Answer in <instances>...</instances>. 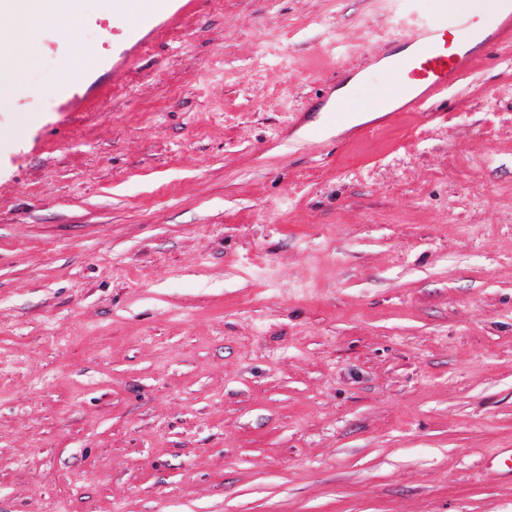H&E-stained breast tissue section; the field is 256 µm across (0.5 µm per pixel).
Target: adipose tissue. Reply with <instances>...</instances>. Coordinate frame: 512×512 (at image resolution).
Returning <instances> with one entry per match:
<instances>
[{"instance_id": "ef3b65f1", "label": "adipose tissue", "mask_w": 512, "mask_h": 512, "mask_svg": "<svg viewBox=\"0 0 512 512\" xmlns=\"http://www.w3.org/2000/svg\"><path fill=\"white\" fill-rule=\"evenodd\" d=\"M0 11L12 17L8 39L0 46V107L8 104L14 87L6 72L15 68L20 59L31 58L34 36L47 20L60 23L63 34L78 27L80 16L72 0H0Z\"/></svg>"}]
</instances>
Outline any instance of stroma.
Returning <instances> with one entry per match:
<instances>
[{
  "label": "stroma",
  "instance_id": "1",
  "mask_svg": "<svg viewBox=\"0 0 512 512\" xmlns=\"http://www.w3.org/2000/svg\"><path fill=\"white\" fill-rule=\"evenodd\" d=\"M127 3L0 109V512H512V49L354 138L438 0Z\"/></svg>",
  "mask_w": 512,
  "mask_h": 512
}]
</instances>
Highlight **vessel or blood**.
<instances>
[{
    "mask_svg": "<svg viewBox=\"0 0 512 512\" xmlns=\"http://www.w3.org/2000/svg\"><path fill=\"white\" fill-rule=\"evenodd\" d=\"M483 15L451 13L440 8L399 33L375 52L368 68L382 72L380 84L365 103L374 112H425L447 99L448 91L467 77L475 61L491 46L512 45V0H488ZM470 30L473 43L452 47L450 35ZM368 69H347L337 78V117L352 113L347 94L351 84L363 80Z\"/></svg>",
    "mask_w": 512,
    "mask_h": 512,
    "instance_id": "1",
    "label": "vessel or blood"
}]
</instances>
